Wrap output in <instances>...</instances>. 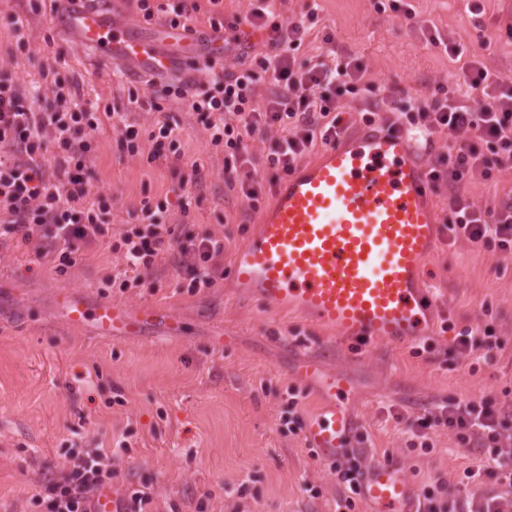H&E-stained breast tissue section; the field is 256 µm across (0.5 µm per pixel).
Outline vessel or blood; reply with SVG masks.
I'll list each match as a JSON object with an SVG mask.
<instances>
[{"label": "vessel or blood", "instance_id": "b4317fda", "mask_svg": "<svg viewBox=\"0 0 512 512\" xmlns=\"http://www.w3.org/2000/svg\"><path fill=\"white\" fill-rule=\"evenodd\" d=\"M54 20L100 61L133 64L141 77L224 55L223 33L203 39L160 25L133 29L113 17L108 0H58ZM441 240L432 189L411 136L366 129L275 186L231 270L240 286L273 310L297 312L345 339L405 346L431 331L424 274ZM60 305L68 325L102 337L146 338L157 326L176 325L162 308L88 302L70 293ZM298 375L322 400L306 424L304 444L321 462L334 463L359 431L343 401L353 384L314 357L302 361ZM360 497L367 512H424L396 458L368 461ZM130 510L128 495L117 486H103L90 500V512Z\"/></svg>", "mask_w": 512, "mask_h": 512}]
</instances>
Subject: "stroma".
<instances>
[{"instance_id":"obj_1","label":"stroma","mask_w":512,"mask_h":512,"mask_svg":"<svg viewBox=\"0 0 512 512\" xmlns=\"http://www.w3.org/2000/svg\"><path fill=\"white\" fill-rule=\"evenodd\" d=\"M412 16L377 11L375 0H284L283 18L312 33L331 34L332 47L358 58L379 86L424 99L439 84L457 81L460 65L428 45L432 27L461 39L493 71L512 79V0H408ZM79 84L95 108L126 113L140 133L129 155L111 122L94 133L87 161L93 191L108 192V236L84 249L64 275L20 239L0 236V512H46L45 477L66 450L101 448L114 460L113 484L148 488L152 512H343L347 489L293 432L321 405L296 373L299 358H323L350 377L346 403L360 417L357 463L396 457L415 491L444 479L456 486L465 469L483 464L481 449L457 445L436 432L431 451L413 449L405 418L448 402L500 396L512 385V257L465 240L443 244L426 267L432 290L430 347L364 345L336 337L289 312H273L244 295L231 277L195 292L178 289L184 258L160 254L146 284L119 290L104 280L121 264L112 244L141 224L143 200H167L175 230L211 232L224 239V256L252 235L283 175L267 155L277 130L249 141L250 169L260 196L250 208L229 188L224 150L185 103L150 108L148 93L128 102L139 79L131 64L97 63L53 23L50 0H0V74L19 78L33 108L48 93L44 69ZM177 124L178 155L150 160L149 135L159 121ZM203 184L190 178L192 167ZM190 195L182 214L180 195ZM139 307H164L184 333L151 340L112 339L77 329L62 318V293ZM494 324L504 341L494 361L471 366L453 349V331ZM223 337L215 347L214 337ZM299 404L289 409V390Z\"/></svg>"}]
</instances>
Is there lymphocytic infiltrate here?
Returning a JSON list of instances; mask_svg holds the SVG:
<instances>
[{
    "label": "lymphocytic infiltrate",
    "instance_id": "1",
    "mask_svg": "<svg viewBox=\"0 0 512 512\" xmlns=\"http://www.w3.org/2000/svg\"><path fill=\"white\" fill-rule=\"evenodd\" d=\"M249 24L266 33L270 52L246 51L234 69L207 63L204 83L147 81L151 107L163 111L164 101H185L210 135L211 146H225L226 174L238 175L240 190L250 204L259 193L246 171L248 140L256 131L278 127L268 155L271 167L292 173L298 160L317 144L336 141L344 133L340 102L345 97L366 100L361 114L366 124L381 123L391 131L404 130L420 138L447 134L448 153L428 169L431 187L447 186L448 215L443 228L449 240L464 239L498 253L512 255V204L479 208L464 193L473 178L496 183L500 173L512 172V80L491 70L476 56L467 55L458 39L438 29H424L431 46L451 60L462 61V79L438 85L431 99L402 91L379 93L367 79L366 67L353 55L334 50L313 60H298L297 51L308 41L304 23L276 15V0H251ZM268 77L275 85L265 99L256 96V84ZM111 120L130 154L140 151L138 129L123 112H96L88 108L77 87L56 83L44 111H34L18 80L0 77V235L20 237L39 257L49 258L56 274L75 265L80 250L109 230L111 207L104 195L92 192L86 161L93 134ZM59 153L53 169L41 162L49 144ZM167 206L143 203V226L123 232L115 251L122 263L107 276V287L127 289L144 285V276L158 256L170 247L190 256L186 288L194 292L212 287L223 276L220 263L224 241L214 234H175L166 222ZM503 342L495 327L465 328L454 338L459 354L473 360L491 358ZM447 430L462 447L477 446L485 462L465 470L467 483L491 482L490 490L442 499L444 483L425 487V512H512V387L500 397L451 402L407 422L411 437L429 447L432 434ZM113 461L101 449L72 453L51 473L45 489L46 512H88V501L99 487L111 484Z\"/></svg>",
    "mask_w": 512,
    "mask_h": 512
}]
</instances>
